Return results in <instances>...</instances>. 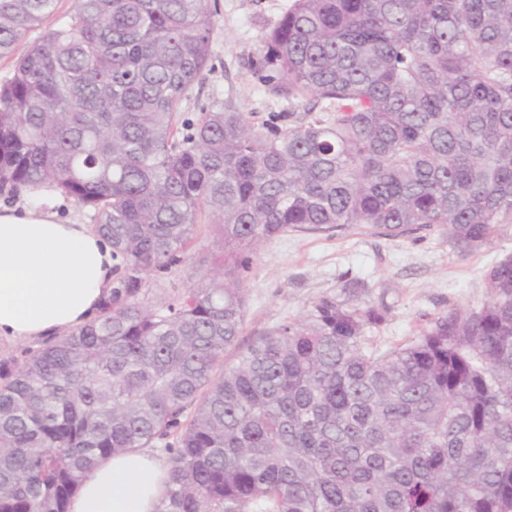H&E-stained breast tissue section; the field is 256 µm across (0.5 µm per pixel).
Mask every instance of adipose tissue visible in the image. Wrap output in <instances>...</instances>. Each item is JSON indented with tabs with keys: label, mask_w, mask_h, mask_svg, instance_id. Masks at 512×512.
Returning <instances> with one entry per match:
<instances>
[{
	"label": "adipose tissue",
	"mask_w": 512,
	"mask_h": 512,
	"mask_svg": "<svg viewBox=\"0 0 512 512\" xmlns=\"http://www.w3.org/2000/svg\"><path fill=\"white\" fill-rule=\"evenodd\" d=\"M112 248L53 207L0 208V340L36 341L92 319L112 285ZM167 464L145 450L101 463L70 512H153Z\"/></svg>",
	"instance_id": "ef3b65f1"
}]
</instances>
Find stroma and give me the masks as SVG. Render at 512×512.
<instances>
[{
    "mask_svg": "<svg viewBox=\"0 0 512 512\" xmlns=\"http://www.w3.org/2000/svg\"><path fill=\"white\" fill-rule=\"evenodd\" d=\"M218 11L208 67L182 103L185 116L196 117L217 100H232L256 126L287 125L294 103L277 95L254 68L263 38L293 0H217ZM214 250L204 227L191 259L167 274L159 286L168 291L189 287L207 270ZM512 252V223L503 225L491 244L458 254L438 231L388 239L348 229L340 233L293 232L266 243L246 276V318L238 345L224 355L233 364L245 350L277 325L300 318L325 295L342 294L358 284L357 298L389 308L372 332L381 345L402 344L454 306H477L486 299L485 270Z\"/></svg>",
    "mask_w": 512,
    "mask_h": 512,
    "instance_id": "obj_1",
    "label": "stroma"
}]
</instances>
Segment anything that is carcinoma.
<instances>
[{"instance_id":"carcinoma-1","label":"carcinoma","mask_w":512,"mask_h":512,"mask_svg":"<svg viewBox=\"0 0 512 512\" xmlns=\"http://www.w3.org/2000/svg\"><path fill=\"white\" fill-rule=\"evenodd\" d=\"M59 2L0 0V196L92 210L115 265L95 319L0 361V512H69L158 441L154 512H512V254L404 344L350 288L223 367L275 238L438 228L466 255L512 223V0H293L258 66L303 118L264 129L230 100L181 116L209 0ZM201 224L217 268L153 292Z\"/></svg>"}]
</instances>
